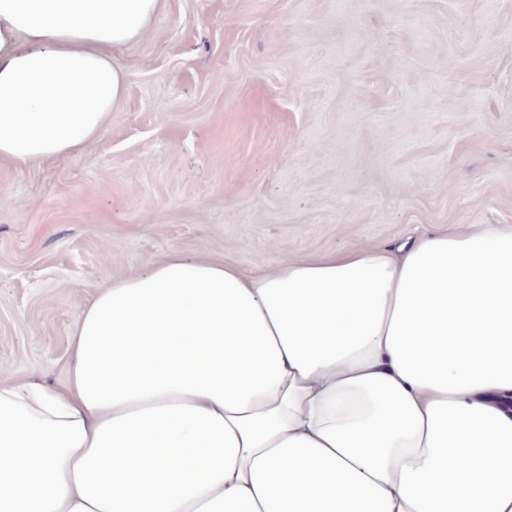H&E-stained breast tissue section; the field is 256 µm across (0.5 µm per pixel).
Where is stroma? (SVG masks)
<instances>
[{
	"instance_id": "1",
	"label": "stroma",
	"mask_w": 512,
	"mask_h": 512,
	"mask_svg": "<svg viewBox=\"0 0 512 512\" xmlns=\"http://www.w3.org/2000/svg\"><path fill=\"white\" fill-rule=\"evenodd\" d=\"M104 131L0 159V379L62 386L99 291L512 224V0H166Z\"/></svg>"
}]
</instances>
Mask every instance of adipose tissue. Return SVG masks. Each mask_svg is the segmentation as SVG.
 Here are the masks:
<instances>
[{"label": "adipose tissue", "instance_id": "adipose-tissue-1", "mask_svg": "<svg viewBox=\"0 0 512 512\" xmlns=\"http://www.w3.org/2000/svg\"><path fill=\"white\" fill-rule=\"evenodd\" d=\"M165 0H0V158L95 139ZM0 382V512H512V225L273 270L175 253Z\"/></svg>", "mask_w": 512, "mask_h": 512}]
</instances>
